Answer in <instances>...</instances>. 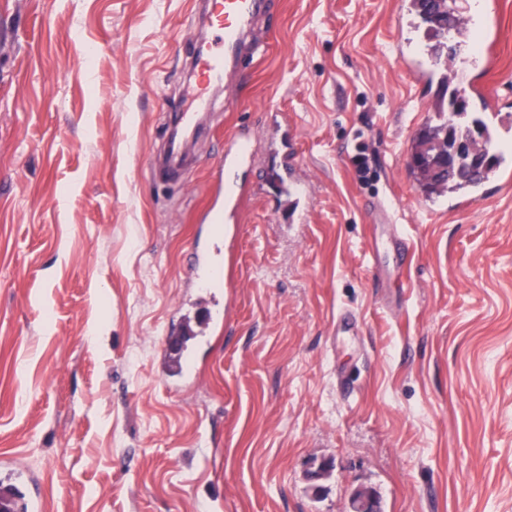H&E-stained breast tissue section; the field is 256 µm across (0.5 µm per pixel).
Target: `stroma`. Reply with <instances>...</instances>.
I'll return each mask as SVG.
<instances>
[{"label": "stroma", "instance_id": "1", "mask_svg": "<svg viewBox=\"0 0 512 512\" xmlns=\"http://www.w3.org/2000/svg\"><path fill=\"white\" fill-rule=\"evenodd\" d=\"M400 2L273 0L182 193L148 170L199 0H0V472L27 471L42 512H350L361 486L384 512H512V189L456 210L411 180L442 88L399 58L426 42ZM481 2L497 45L465 80L504 134L512 0ZM270 112L313 188L290 230ZM240 125L254 163L219 270L229 322L171 386L167 332ZM387 222L408 262L378 273ZM344 311L358 335H337Z\"/></svg>", "mask_w": 512, "mask_h": 512}]
</instances>
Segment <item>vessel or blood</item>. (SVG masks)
<instances>
[{
  "label": "vessel or blood",
  "instance_id": "vessel-or-blood-1",
  "mask_svg": "<svg viewBox=\"0 0 512 512\" xmlns=\"http://www.w3.org/2000/svg\"><path fill=\"white\" fill-rule=\"evenodd\" d=\"M269 0H206L203 25L207 38L195 41L191 48L192 78L173 102L175 122L166 141L162 158L149 170L152 179L167 183L178 177L186 164V146L200 128L202 117L214 109V94L227 87L237 75L244 55H259L261 48L253 44L254 25L258 16L266 12ZM249 129L236 130L224 147V154L216 167L215 202L201 218L207 243L196 247L188 275L197 290V308L204 313L199 328L225 325L226 306L215 298L211 282L219 271L217 259L222 250L233 249L235 228L240 221L241 175L250 167L252 153ZM375 252L387 251L397 259H404L409 243L395 225H388L381 239L375 240ZM199 328L183 324L169 336L164 356L170 377L189 382L187 368L189 343L198 335ZM10 483L15 492V512H37V506L27 495V473H7L0 477Z\"/></svg>",
  "mask_w": 512,
  "mask_h": 512
}]
</instances>
